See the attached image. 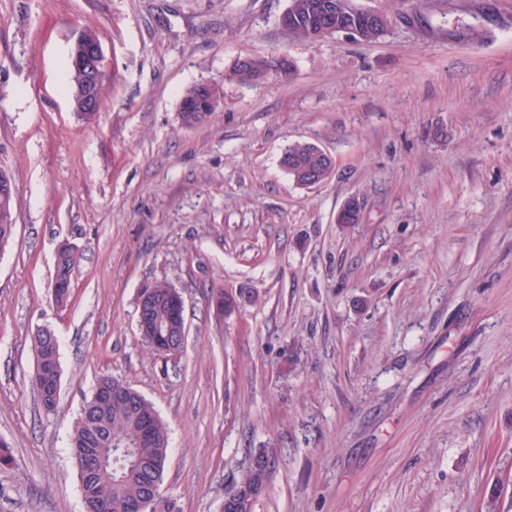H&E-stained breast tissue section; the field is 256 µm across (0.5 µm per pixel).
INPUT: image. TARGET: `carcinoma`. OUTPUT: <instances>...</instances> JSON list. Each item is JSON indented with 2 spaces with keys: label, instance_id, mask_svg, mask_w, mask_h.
Listing matches in <instances>:
<instances>
[{
  "label": "carcinoma",
  "instance_id": "cac0c4a2",
  "mask_svg": "<svg viewBox=\"0 0 512 512\" xmlns=\"http://www.w3.org/2000/svg\"><path fill=\"white\" fill-rule=\"evenodd\" d=\"M317 2L319 0H289V7L303 20L291 32L293 37L311 38L312 31L304 20L313 14V5ZM270 66L268 58L251 57L246 64H235L229 77L250 82L261 77ZM82 84L81 71L70 69L66 91L74 112L80 108ZM281 165L299 184L310 173L326 171L329 161L314 144L296 142L284 152ZM14 228V194L1 191L0 252L12 239ZM79 262L80 253L75 248L55 256L52 294L56 305L68 303L72 275ZM149 317L152 324L167 330L171 346L183 348L184 321L173 317L166 302L157 301ZM32 348L36 366L31 384L43 411L51 414L56 409L54 395L60 386L58 338L52 331L41 329L33 336ZM69 444L84 504L91 512H126L128 503L147 497L153 488L161 486L168 455V429L153 404L137 391L107 402L93 397L87 400L73 426ZM274 465L275 458L269 450L256 449L250 455L246 470L227 492L223 512H254Z\"/></svg>",
  "mask_w": 512,
  "mask_h": 512
}]
</instances>
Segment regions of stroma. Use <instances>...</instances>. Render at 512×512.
<instances>
[{"mask_svg":"<svg viewBox=\"0 0 512 512\" xmlns=\"http://www.w3.org/2000/svg\"><path fill=\"white\" fill-rule=\"evenodd\" d=\"M355 3L390 17L383 37L294 38L289 0H0V512H84L68 439L104 376L166 424L175 512H221L257 448L276 466L254 512H485L494 487L512 512V0ZM83 30L104 55L92 121L62 90ZM278 54L290 73L229 77ZM205 83L214 111L186 126ZM298 141L333 158L322 184L282 168ZM353 196L359 223H337ZM160 280L185 300L174 356L137 325ZM271 58L249 57V61L246 64H239V62H236L233 70L229 74V77L240 82L256 80L261 77L264 72H267L270 69ZM14 194L0 192V252L9 244L15 228ZM80 253L74 247L62 251L54 259V275L52 280V294L56 305L64 306L71 295V283L74 269L79 265ZM32 348L36 366L31 384L39 396L43 411L52 414L57 405L54 395L60 386L58 338L48 329L38 330L33 336Z\"/></svg>","mask_w":512,"mask_h":512,"instance_id":"35a3bbf8","label":"stroma"}]
</instances>
